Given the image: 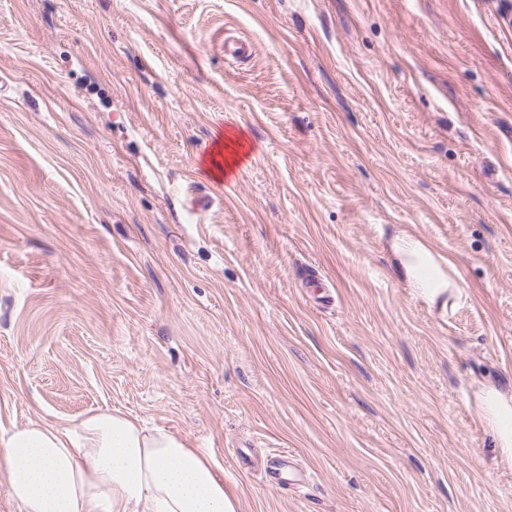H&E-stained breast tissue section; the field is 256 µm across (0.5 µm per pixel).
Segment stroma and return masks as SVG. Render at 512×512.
Returning a JSON list of instances; mask_svg holds the SVG:
<instances>
[{
    "instance_id": "1",
    "label": "stroma",
    "mask_w": 512,
    "mask_h": 512,
    "mask_svg": "<svg viewBox=\"0 0 512 512\" xmlns=\"http://www.w3.org/2000/svg\"><path fill=\"white\" fill-rule=\"evenodd\" d=\"M395 226L465 304L412 296ZM486 378L512 387V0H0V431L122 410L237 512H512ZM243 133L228 131L221 135L219 143L210 155V163L206 171L219 180L226 178L243 160L239 148L242 147ZM220 157L221 160H218Z\"/></svg>"
}]
</instances>
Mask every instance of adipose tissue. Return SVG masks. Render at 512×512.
Returning <instances> with one entry per match:
<instances>
[{
  "label": "adipose tissue",
  "mask_w": 512,
  "mask_h": 512,
  "mask_svg": "<svg viewBox=\"0 0 512 512\" xmlns=\"http://www.w3.org/2000/svg\"><path fill=\"white\" fill-rule=\"evenodd\" d=\"M390 248L415 297L460 304L451 258L399 227ZM474 400L501 456L512 460V392L484 384ZM0 463L18 512H236L224 471L205 449L118 409L92 411L65 426L32 419L1 432Z\"/></svg>",
  "instance_id": "adipose-tissue-1"
}]
</instances>
